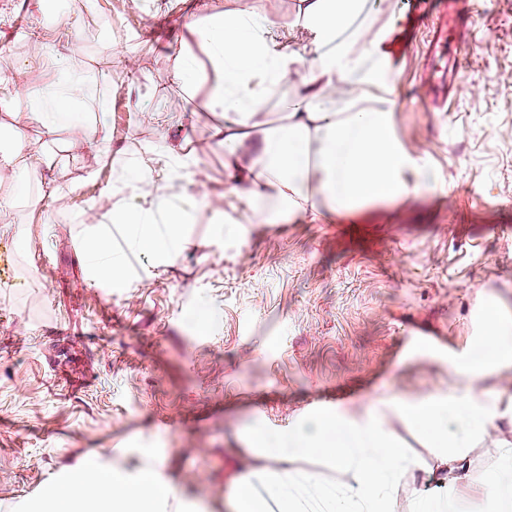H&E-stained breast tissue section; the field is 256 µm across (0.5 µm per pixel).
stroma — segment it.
<instances>
[{"mask_svg": "<svg viewBox=\"0 0 512 512\" xmlns=\"http://www.w3.org/2000/svg\"><path fill=\"white\" fill-rule=\"evenodd\" d=\"M32 2L0 0V98L16 72L31 84L56 76L23 38ZM144 2L141 15L116 11L102 28L78 9L56 17L82 30L85 64L109 59L83 111L96 120L97 99L109 97V163L144 162L162 181L193 156L195 182L223 207L224 153L210 144L218 118L205 91L181 89L174 72L185 54L210 70L187 26L228 0L197 11L183 0ZM467 9L448 55L427 56L426 29L392 36L404 49L395 129L444 192L367 209L352 224L299 216L230 239L216 225L186 224L183 250L165 265L125 239L130 275L111 287L89 274L84 219L113 233L121 194L77 141L56 147L68 172L57 197L34 206L56 172L33 168L16 208L0 210V225L18 228L0 239V512H49V485L78 471L132 474L153 463L172 487L157 512H226L241 477L279 469L247 444V429L282 435L321 408L363 413L388 395L437 391L449 360L481 334V302L496 298L512 316V234H498L512 231V0H467ZM119 46L131 47L126 59L115 58ZM452 54L462 62L455 95L420 99V76ZM158 111L175 123L164 142ZM4 128L20 133L30 157L53 148L20 111L0 110ZM387 428L434 464L438 451L420 431L393 415Z\"/></svg>", "mask_w": 512, "mask_h": 512, "instance_id": "stroma-1", "label": "stroma"}]
</instances>
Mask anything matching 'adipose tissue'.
<instances>
[{
  "instance_id": "ef3b65f1",
  "label": "adipose tissue",
  "mask_w": 512,
  "mask_h": 512,
  "mask_svg": "<svg viewBox=\"0 0 512 512\" xmlns=\"http://www.w3.org/2000/svg\"><path fill=\"white\" fill-rule=\"evenodd\" d=\"M375 12L373 0H299L294 25L307 40L298 47L286 45L282 24L245 6L213 14L203 26L190 23V33L209 50L215 74L206 105L224 117L212 138L224 151L227 175L247 189L239 197L237 219L224 223L222 233L236 237L246 225L275 224L299 213L315 221L329 214L349 220L367 206L441 189L437 174L400 141L391 110L380 105L395 77V23H376ZM57 61L55 84L34 88L14 82L8 103L23 108L30 123L55 142L80 140L91 157H100L112 143L106 121L89 123L76 111L89 90L81 53L69 44ZM287 82L292 91L275 101L277 122L262 127L271 94ZM121 186L129 201L113 209L111 222L159 262L180 252L182 224L214 217L213 206L192 197L158 208L162 187L143 165L124 170ZM84 253L96 279L113 285L127 279L111 237H91ZM481 313L484 334L449 363L447 388L417 398L392 395L359 417L323 409L281 437L252 429V447L281 469L265 482L240 480L229 512H267L271 506L301 512L298 489L307 485L314 487L321 512H388L390 490L420 469L387 430L390 413L424 431L439 448L428 475L448 488L442 512H498L503 497L512 494V447L502 449L491 491L477 481L469 450L495 421L512 422V400L499 405L479 387L484 377L512 371V320L492 299ZM310 454L323 455L355 483V492L332 487L313 472L283 469V462ZM170 491L152 466L133 476L99 468L93 479L78 473L52 485L48 496L52 512H76L89 502L101 503V512H156Z\"/></svg>"
}]
</instances>
